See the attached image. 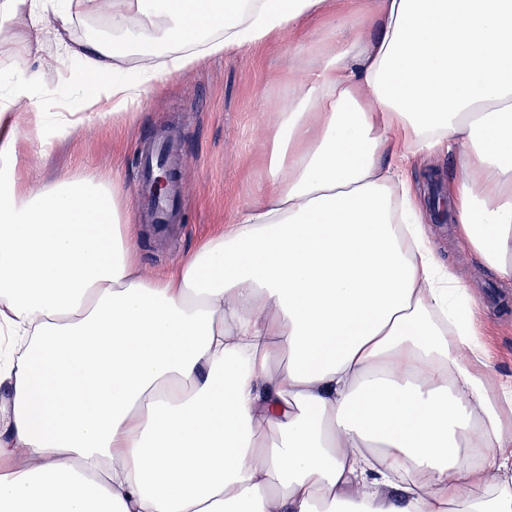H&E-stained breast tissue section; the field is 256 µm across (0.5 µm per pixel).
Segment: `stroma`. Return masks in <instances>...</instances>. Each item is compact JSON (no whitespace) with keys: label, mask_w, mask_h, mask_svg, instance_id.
<instances>
[{"label":"stroma","mask_w":512,"mask_h":512,"mask_svg":"<svg viewBox=\"0 0 512 512\" xmlns=\"http://www.w3.org/2000/svg\"><path fill=\"white\" fill-rule=\"evenodd\" d=\"M291 35L269 44L203 61L151 90L136 118H103L49 148L25 146L26 170L43 181L64 171L119 176L132 216L137 262L162 276L247 204L253 183L265 172L262 135L270 109L283 102L295 70L288 63ZM164 137L178 148L175 173L188 192L181 222L166 240H156L139 203L135 154L140 141ZM431 241L444 264L465 283L481 312L479 332L489 364L512 379V286L483 268L459 240L454 224L432 223Z\"/></svg>","instance_id":"stroma-1"}]
</instances>
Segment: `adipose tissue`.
I'll use <instances>...</instances> for the list:
<instances>
[{
    "mask_svg": "<svg viewBox=\"0 0 512 512\" xmlns=\"http://www.w3.org/2000/svg\"><path fill=\"white\" fill-rule=\"evenodd\" d=\"M319 18L250 202L166 275L119 180L23 177L14 106L69 60L43 146ZM0 40V512H512V380L409 177L455 155L459 238L512 285V0H0Z\"/></svg>",
    "mask_w": 512,
    "mask_h": 512,
    "instance_id": "1",
    "label": "adipose tissue"
}]
</instances>
